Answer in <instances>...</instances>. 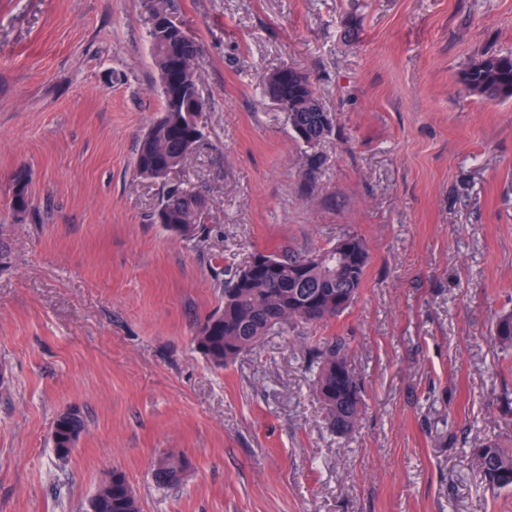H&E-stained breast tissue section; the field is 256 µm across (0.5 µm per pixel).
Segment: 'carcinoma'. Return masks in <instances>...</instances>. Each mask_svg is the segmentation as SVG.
Returning a JSON list of instances; mask_svg holds the SVG:
<instances>
[{"mask_svg":"<svg viewBox=\"0 0 512 512\" xmlns=\"http://www.w3.org/2000/svg\"><path fill=\"white\" fill-rule=\"evenodd\" d=\"M152 58L159 78L164 107L136 150L139 175L166 182L168 175L186 164L204 137L202 116L206 108L190 53L175 50L162 33L147 30ZM288 88L282 91L292 134L302 133L300 142L317 145L332 128L322 111L310 79L288 68ZM465 89L484 100L512 99V52L484 57L462 74ZM23 172L13 179L11 203L26 213L32 199ZM199 196L179 186H169L153 216L173 236H194L201 229L202 213L196 208ZM368 250L361 238L347 233L334 246L318 255H278L258 251L222 284L221 304L200 325L195 345L208 362L222 367L257 345L273 330L285 331L301 323H320L340 316L353 304L363 285ZM494 339L506 352L512 351V311L495 320ZM317 372L316 396L324 407L329 429L338 436L351 434L362 414L361 388L350 369L346 342L334 337L313 349ZM52 434L55 452L69 456L85 429L80 411L60 413ZM472 456L489 489L512 491V448L493 438L473 449ZM162 471L154 473L160 488L181 483L187 462L170 455ZM98 512H140L138 498L126 474L112 469V494L99 502Z\"/></svg>","mask_w":512,"mask_h":512,"instance_id":"1","label":"carcinoma"}]
</instances>
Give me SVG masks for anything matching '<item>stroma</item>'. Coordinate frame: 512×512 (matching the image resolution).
Instances as JSON below:
<instances>
[{
  "mask_svg": "<svg viewBox=\"0 0 512 512\" xmlns=\"http://www.w3.org/2000/svg\"><path fill=\"white\" fill-rule=\"evenodd\" d=\"M200 46L205 139L170 182L205 200L193 240L150 223L135 171L163 100L146 0H0V512H85L121 468L141 512H512L471 450L512 442V100L464 70L512 51V0H171ZM286 65L333 120L307 147L264 93ZM25 171L34 207L16 214ZM370 250L338 318L217 368L193 337L227 269ZM340 337L364 414L331 434L307 343ZM78 407L67 459L50 434ZM187 458L160 489V455ZM496 343L506 352L512 351V311L498 315L493 327Z\"/></svg>",
  "mask_w": 512,
  "mask_h": 512,
  "instance_id": "stroma-1",
  "label": "stroma"
}]
</instances>
